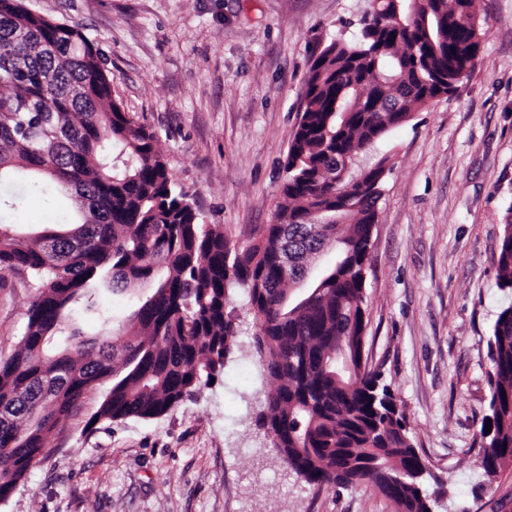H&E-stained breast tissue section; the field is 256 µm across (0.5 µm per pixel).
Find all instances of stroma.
<instances>
[{"label": "stroma", "instance_id": "stroma-1", "mask_svg": "<svg viewBox=\"0 0 512 512\" xmlns=\"http://www.w3.org/2000/svg\"><path fill=\"white\" fill-rule=\"evenodd\" d=\"M24 4L82 28L201 221L245 244L275 221L314 48L355 36L369 0ZM475 7L488 24L471 72L366 156L389 171L366 267L365 357L404 412L431 512H512V467L488 477L480 455L487 343L512 305L495 258L512 213V0ZM64 213L28 188L9 217L52 224ZM33 294L28 273L0 271V357L15 350ZM229 307L240 332L220 383L164 416L89 432L96 386L0 512H396L369 486L317 488L288 471L258 424L272 383L243 289Z\"/></svg>", "mask_w": 512, "mask_h": 512}]
</instances>
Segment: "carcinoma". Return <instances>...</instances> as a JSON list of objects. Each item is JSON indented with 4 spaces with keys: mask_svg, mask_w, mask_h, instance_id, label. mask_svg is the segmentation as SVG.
<instances>
[{
    "mask_svg": "<svg viewBox=\"0 0 512 512\" xmlns=\"http://www.w3.org/2000/svg\"><path fill=\"white\" fill-rule=\"evenodd\" d=\"M417 2L370 0L354 38L315 49L277 223L241 247L224 225L200 222L156 134L115 99L83 31L0 0V187H59L77 215L29 236L0 224V271L25 270L37 285L16 349L0 358L1 503L94 387L107 391L88 431L165 415L211 386L236 347L228 291L238 285L276 383L258 421L288 470L320 488L366 484L399 512H430L404 414L364 363L365 270L387 159L359 158L414 109L454 93L487 19L474 0ZM327 249L334 261L299 287L298 272ZM496 258L499 287L512 289V219ZM97 282L152 289L118 330L86 338L72 311L80 300L92 309ZM488 355L481 465L495 477L512 466V305L496 319ZM397 475L393 495L387 482Z\"/></svg>",
    "mask_w": 512,
    "mask_h": 512,
    "instance_id": "1",
    "label": "carcinoma"
}]
</instances>
